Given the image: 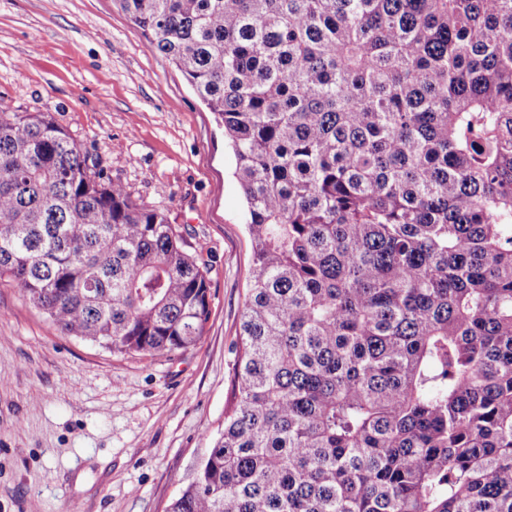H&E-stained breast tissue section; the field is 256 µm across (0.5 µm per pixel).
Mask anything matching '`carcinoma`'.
Here are the masks:
<instances>
[{
	"mask_svg": "<svg viewBox=\"0 0 512 512\" xmlns=\"http://www.w3.org/2000/svg\"><path fill=\"white\" fill-rule=\"evenodd\" d=\"M224 125L252 267L168 512H512V0H114ZM209 261L50 112L0 110V287L174 356Z\"/></svg>",
	"mask_w": 512,
	"mask_h": 512,
	"instance_id": "carcinoma-1",
	"label": "carcinoma"
}]
</instances>
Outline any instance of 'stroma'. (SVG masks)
I'll return each mask as SVG.
<instances>
[{
	"label": "stroma",
	"mask_w": 512,
	"mask_h": 512,
	"mask_svg": "<svg viewBox=\"0 0 512 512\" xmlns=\"http://www.w3.org/2000/svg\"><path fill=\"white\" fill-rule=\"evenodd\" d=\"M0 107L52 113L211 262L205 335L172 357L61 335L0 288V512H167L224 428L248 288L224 128L113 0H0Z\"/></svg>",
	"instance_id": "1"
}]
</instances>
